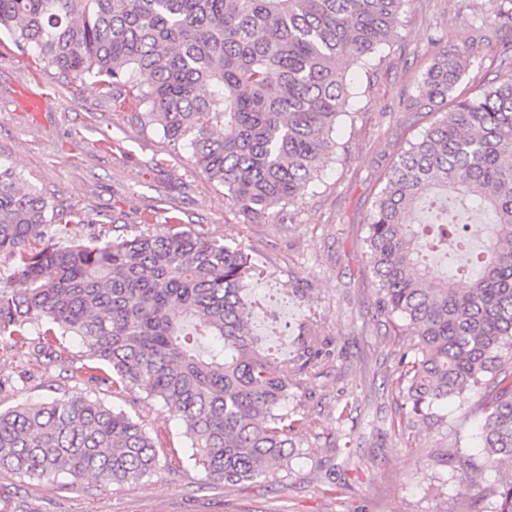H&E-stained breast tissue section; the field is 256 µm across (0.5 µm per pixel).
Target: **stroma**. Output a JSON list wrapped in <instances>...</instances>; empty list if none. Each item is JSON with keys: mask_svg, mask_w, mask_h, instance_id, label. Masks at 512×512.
<instances>
[{"mask_svg": "<svg viewBox=\"0 0 512 512\" xmlns=\"http://www.w3.org/2000/svg\"><path fill=\"white\" fill-rule=\"evenodd\" d=\"M491 8L490 0H408L376 68L350 71L353 115L336 125L338 158L305 187L298 205L265 224L240 222L223 186L195 168L190 148L139 120L145 103L96 77L48 76L31 54L0 37V161L64 216L68 236L104 226L161 230L172 214L177 230L201 226L248 247L260 271L247 288L260 302L252 332L281 360L291 383L288 412L300 421L290 465L238 487L213 484L185 458L184 426L163 402L113 393L76 375L72 364L18 352L3 338L0 409L64 393L99 398L143 420L164 464L139 483L100 494L4 472L0 512H475L483 489L512 475L506 468L475 471L460 486L440 479L446 466L439 454L475 432L478 414L452 407L447 426L420 420L403 434L391 429L407 411L391 380L411 338L395 334L378 310L365 244L381 174L436 119L409 110L407 100L437 46L461 48L479 38L492 44L461 92L501 73L495 48L512 34L484 25ZM435 37L440 45H432ZM306 322L330 340L315 375L298 373L294 361ZM346 405L351 413L338 421ZM346 443L347 457L337 452ZM174 451L182 459L171 465Z\"/></svg>", "mask_w": 512, "mask_h": 512, "instance_id": "obj_1", "label": "stroma"}]
</instances>
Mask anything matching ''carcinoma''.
Masks as SVG:
<instances>
[{"instance_id": "obj_1", "label": "carcinoma", "mask_w": 512, "mask_h": 512, "mask_svg": "<svg viewBox=\"0 0 512 512\" xmlns=\"http://www.w3.org/2000/svg\"><path fill=\"white\" fill-rule=\"evenodd\" d=\"M408 0H0V32L46 72L104 77L148 103L146 125L192 149L244 224L295 206L335 154L348 113L346 66L369 67L395 35ZM490 24L512 30V0ZM474 41L440 50L410 105L434 112L383 177L366 237L380 311L413 343L392 384L414 418L447 419L482 386L480 466L512 463V73L457 92ZM149 76L143 86L137 75ZM43 195L0 163V255L16 259L0 289V338L58 361L77 337L91 383L160 400L184 425L207 479L234 487L290 461L295 421L283 412L288 376L256 346L251 254L203 230L112 236L63 245ZM493 235L470 248L469 224ZM444 286L428 257L448 247ZM326 342L300 339L298 372ZM159 459L143 422L89 396L62 395L0 411V471L81 489L137 483ZM480 512H512V479L486 487Z\"/></svg>"}]
</instances>
